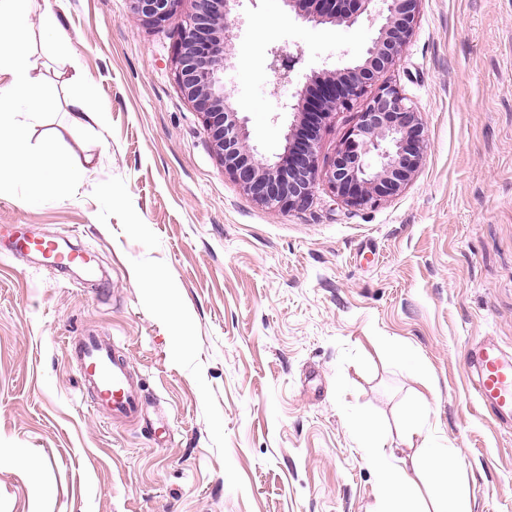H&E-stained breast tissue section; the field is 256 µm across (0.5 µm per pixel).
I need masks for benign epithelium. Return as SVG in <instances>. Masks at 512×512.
<instances>
[{
    "label": "benign epithelium",
    "mask_w": 512,
    "mask_h": 512,
    "mask_svg": "<svg viewBox=\"0 0 512 512\" xmlns=\"http://www.w3.org/2000/svg\"><path fill=\"white\" fill-rule=\"evenodd\" d=\"M134 2L137 14L150 22L176 14L183 0ZM238 2L192 0L177 60L180 87L204 115L224 171L272 211L308 204L322 175L348 206H372L400 194L422 165L425 126L410 100L382 76L412 35L421 0H284L297 16L316 24L352 26L363 16L377 17L380 24L360 64L325 71L295 91L294 123L285 136L286 155L279 161L257 154L224 90V71L233 58L231 14ZM270 68L278 82H289L291 65L276 51ZM363 96L367 102L357 122L328 169L319 174L315 136L300 137L297 125L310 118L320 122Z\"/></svg>",
    "instance_id": "1"
}]
</instances>
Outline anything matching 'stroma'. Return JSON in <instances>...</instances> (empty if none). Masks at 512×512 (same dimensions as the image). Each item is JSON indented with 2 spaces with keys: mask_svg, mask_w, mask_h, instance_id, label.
<instances>
[{
  "mask_svg": "<svg viewBox=\"0 0 512 512\" xmlns=\"http://www.w3.org/2000/svg\"><path fill=\"white\" fill-rule=\"evenodd\" d=\"M47 4L109 117L71 125L75 73L35 42L57 96L48 126L87 175L33 208L1 195L0 227L85 249L92 270L0 256V512H371L377 478L349 421L373 419L386 454L411 460L405 345L426 365L429 427L458 452L471 512H512V429L478 409L466 362L483 337L512 353V0H421L385 76L426 127L401 194L350 207L322 180L281 211L225 172L180 87L189 0L158 23L132 0H32V16ZM234 15L224 85L275 161L292 93L359 62L378 24L316 25L283 0H240ZM274 49L292 62L281 87ZM356 119L321 122L320 167ZM85 330L128 357L158 438L93 409L67 349Z\"/></svg>",
  "mask_w": 512,
  "mask_h": 512,
  "instance_id": "obj_1",
  "label": "stroma"
}]
</instances>
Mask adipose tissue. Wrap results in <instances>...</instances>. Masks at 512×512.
I'll return each mask as SVG.
<instances>
[{
	"label": "adipose tissue",
	"instance_id": "ef3b65f1",
	"mask_svg": "<svg viewBox=\"0 0 512 512\" xmlns=\"http://www.w3.org/2000/svg\"><path fill=\"white\" fill-rule=\"evenodd\" d=\"M426 408L425 395L416 393L404 430L407 443L418 448L408 470L384 453L380 432L371 419L352 418L351 427L378 478L373 512H470L468 489L452 464L455 450L430 438Z\"/></svg>",
	"mask_w": 512,
	"mask_h": 512
}]
</instances>
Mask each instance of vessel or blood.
I'll use <instances>...</instances> for the list:
<instances>
[{
  "mask_svg": "<svg viewBox=\"0 0 512 512\" xmlns=\"http://www.w3.org/2000/svg\"><path fill=\"white\" fill-rule=\"evenodd\" d=\"M16 250L31 251L49 266L66 267L82 263V256L64 251L51 238H20ZM73 358L80 382L93 396L94 409L106 412L113 422L141 423L144 418L142 384L135 380L126 359L111 338L88 331L73 342ZM472 385L482 408L512 426V354L496 342L485 339L469 349Z\"/></svg>",
  "mask_w": 512,
  "mask_h": 512,
  "instance_id": "b4317fda",
  "label": "vessel or blood"
}]
</instances>
